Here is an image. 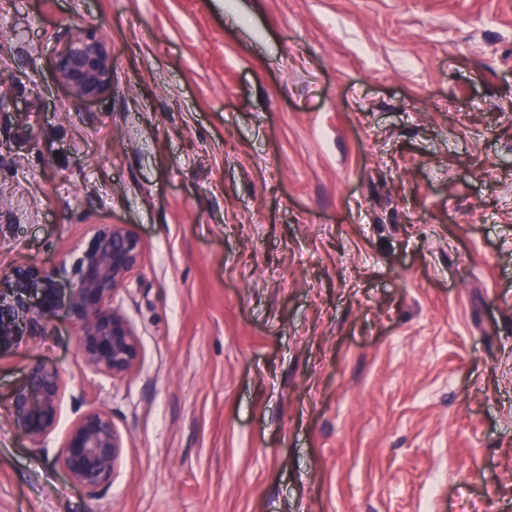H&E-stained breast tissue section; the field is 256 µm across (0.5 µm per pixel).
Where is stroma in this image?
Masks as SVG:
<instances>
[{
	"mask_svg": "<svg viewBox=\"0 0 512 512\" xmlns=\"http://www.w3.org/2000/svg\"><path fill=\"white\" fill-rule=\"evenodd\" d=\"M83 29L94 101L55 74ZM0 82V275L143 244L133 370L61 311L0 355V512H512V0H0ZM95 409L92 495L58 456ZM55 72L75 99L105 96L112 89V54L108 44L90 30L70 35L57 50ZM63 374L54 365L36 363L13 391L9 426L38 443L58 424ZM122 448V438L111 416L102 410H91L73 424L58 461L75 482L93 495L112 482Z\"/></svg>",
	"mask_w": 512,
	"mask_h": 512,
	"instance_id": "stroma-1",
	"label": "stroma"
}]
</instances>
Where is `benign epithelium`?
<instances>
[{
    "label": "benign epithelium",
    "instance_id": "1",
    "mask_svg": "<svg viewBox=\"0 0 512 512\" xmlns=\"http://www.w3.org/2000/svg\"><path fill=\"white\" fill-rule=\"evenodd\" d=\"M58 81L78 100L105 96L112 89V54L90 30L69 36L57 50ZM140 238L124 224H100L82 245L70 287L60 271L19 265L0 276V354L20 345L23 336L45 331L65 308L78 330V348L89 365L121 376L140 359V346L127 319L112 307L115 293L139 265ZM63 374L54 365L36 363L13 391L9 426L39 442L58 424ZM123 441L111 416L102 410L81 415L70 429L58 461L89 494L112 482Z\"/></svg>",
    "mask_w": 512,
    "mask_h": 512
}]
</instances>
